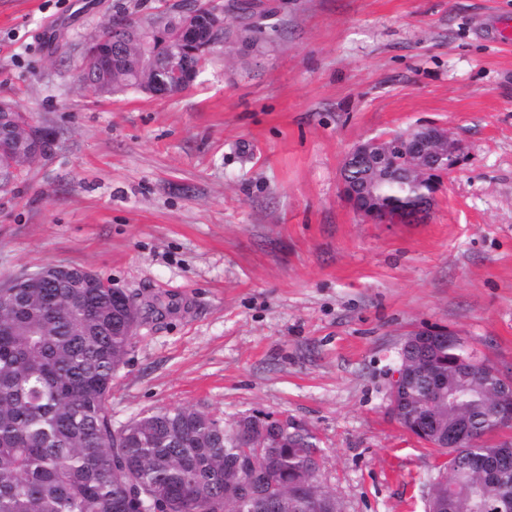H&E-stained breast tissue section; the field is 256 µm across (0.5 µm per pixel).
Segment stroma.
I'll return each instance as SVG.
<instances>
[{
    "instance_id": "obj_1",
    "label": "stroma",
    "mask_w": 512,
    "mask_h": 512,
    "mask_svg": "<svg viewBox=\"0 0 512 512\" xmlns=\"http://www.w3.org/2000/svg\"><path fill=\"white\" fill-rule=\"evenodd\" d=\"M132 2L0 0V99L58 132L0 192V284L65 263L135 299L114 425L285 415L342 512H425L443 457L390 413L404 337L512 368V0H261L269 29L185 91L103 97L75 80L83 43ZM427 124L464 146L429 215L364 222L345 155Z\"/></svg>"
}]
</instances>
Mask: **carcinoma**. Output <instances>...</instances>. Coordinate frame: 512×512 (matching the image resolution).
Instances as JSON below:
<instances>
[{"instance_id":"cac0c4a2","label":"carcinoma","mask_w":512,"mask_h":512,"mask_svg":"<svg viewBox=\"0 0 512 512\" xmlns=\"http://www.w3.org/2000/svg\"><path fill=\"white\" fill-rule=\"evenodd\" d=\"M128 31L106 28L102 47L126 40L130 57L112 66L110 95L138 90L149 78L137 68L136 51L152 13L132 12ZM180 18L171 12L153 41L157 60L179 46ZM35 120L18 108L15 121H0V138L13 123ZM389 209L416 203L419 194L401 178L378 184ZM121 309L112 288H14L0 299V512H340L336 498L318 481L321 449L300 428L270 448L220 418L192 407L143 413L112 425V381L127 362L132 337L112 319ZM416 377L399 394L400 425L436 452L456 454L428 493V512H491L512 503V464L487 481L471 460L490 448L479 440L504 422L493 394L492 370L469 371L464 343L442 344L425 355L407 352ZM448 377L455 394L434 391L431 373ZM468 420L476 440L445 447L448 426ZM277 507L268 511L267 495Z\"/></svg>"}]
</instances>
